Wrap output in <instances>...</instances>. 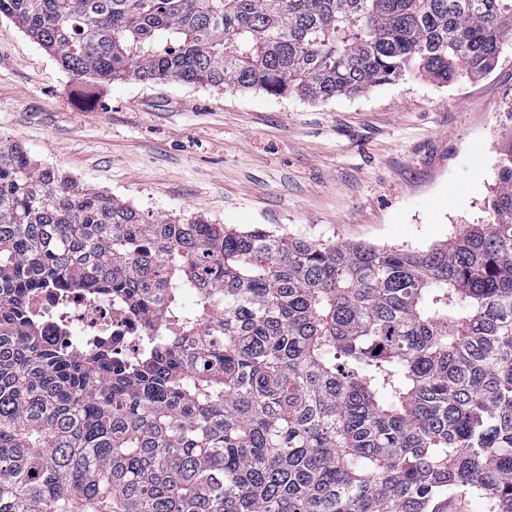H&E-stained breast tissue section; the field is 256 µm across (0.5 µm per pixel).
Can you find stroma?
<instances>
[{
  "mask_svg": "<svg viewBox=\"0 0 512 512\" xmlns=\"http://www.w3.org/2000/svg\"><path fill=\"white\" fill-rule=\"evenodd\" d=\"M512 137V47L478 78L355 97L87 84L0 18V141L150 212L426 250L485 224Z\"/></svg>",
  "mask_w": 512,
  "mask_h": 512,
  "instance_id": "obj_1",
  "label": "stroma"
}]
</instances>
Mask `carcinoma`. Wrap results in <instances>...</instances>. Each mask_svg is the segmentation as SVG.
I'll list each match as a JSON object with an SVG mask.
<instances>
[{"label": "carcinoma", "instance_id": "1", "mask_svg": "<svg viewBox=\"0 0 512 512\" xmlns=\"http://www.w3.org/2000/svg\"><path fill=\"white\" fill-rule=\"evenodd\" d=\"M76 77L325 102L487 74L512 0H0ZM426 251L144 214L0 142V512H512V138ZM38 288L179 335L58 347Z\"/></svg>", "mask_w": 512, "mask_h": 512}]
</instances>
